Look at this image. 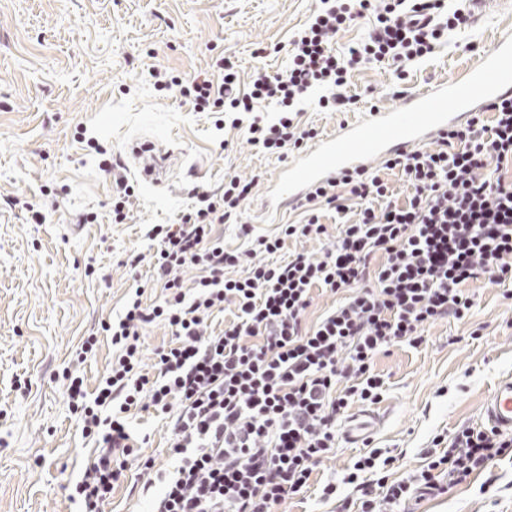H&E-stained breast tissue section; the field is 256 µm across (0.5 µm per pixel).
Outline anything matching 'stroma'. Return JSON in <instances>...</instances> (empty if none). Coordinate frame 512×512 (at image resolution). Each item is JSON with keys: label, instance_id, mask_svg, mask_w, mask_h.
Listing matches in <instances>:
<instances>
[{"label": "stroma", "instance_id": "35a3bbf8", "mask_svg": "<svg viewBox=\"0 0 512 512\" xmlns=\"http://www.w3.org/2000/svg\"><path fill=\"white\" fill-rule=\"evenodd\" d=\"M315 0H0V512H76L73 485L91 457L56 375L76 369L95 389L112 358L109 340L78 361L85 336L120 313L137 284L149 281L156 245L153 224L177 223L194 194L222 195L228 176L252 182L243 215L255 234L272 235L298 221L294 209L267 214L260 202L284 160L258 152L243 130L218 112L157 91L153 72L189 81L227 57L248 90L256 66L287 64L274 52L305 27ZM512 32V4L492 23L449 34L424 60L407 64L394 82L386 66L351 72L349 90L394 108L402 93L451 79ZM269 48L255 59L256 48ZM98 142L120 171L101 166ZM152 141L173 149L164 185L141 177L132 147ZM134 186L124 223L112 221L115 178ZM40 211L44 223L31 218ZM142 255L130 267L129 255ZM503 289H479L468 322H438L428 343L400 344L375 369L387 391L380 404L352 415L381 420L372 445L397 461L396 480L423 464L421 449L462 424L481 426L482 404L495 382L512 374V301ZM140 459L171 470L169 423L134 409L127 416ZM348 420L318 481L340 480L364 453L349 442ZM405 512H512V459L445 494L406 504Z\"/></svg>", "mask_w": 512, "mask_h": 512}]
</instances>
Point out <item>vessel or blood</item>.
<instances>
[{
  "mask_svg": "<svg viewBox=\"0 0 512 512\" xmlns=\"http://www.w3.org/2000/svg\"><path fill=\"white\" fill-rule=\"evenodd\" d=\"M511 92L512 37L503 36L460 77L405 95L399 107L372 109L362 119L321 137L280 170L262 206L281 210L294 204L314 184L347 170L367 168L372 160L423 146L449 127L465 123L471 112ZM154 149V144L147 141L133 147L132 152L143 161L142 176L158 184L165 179V170L143 160ZM481 418L498 432L512 433L511 375L496 382Z\"/></svg>",
  "mask_w": 512,
  "mask_h": 512,
  "instance_id": "vessel-or-blood-1",
  "label": "vessel or blood"
}]
</instances>
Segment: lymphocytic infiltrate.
I'll return each mask as SVG.
<instances>
[{"instance_id":"obj_1","label":"lymphocytic infiltrate","mask_w":512,"mask_h":512,"mask_svg":"<svg viewBox=\"0 0 512 512\" xmlns=\"http://www.w3.org/2000/svg\"><path fill=\"white\" fill-rule=\"evenodd\" d=\"M468 0H317L311 22L289 40L287 68L255 70L240 93L234 63L216 62L221 82L197 76L189 84L156 80L157 90L188 98L205 112L224 108L230 125L265 154L300 150L319 132L300 126L299 106L317 98L323 109L347 112L359 99L348 79L359 67L385 63L403 79L405 66L434 53L449 31L471 22ZM365 39L337 52L340 30L366 15ZM271 101L274 119L257 116ZM406 185L398 200L390 176ZM251 183L228 177L219 199L199 195L176 224H155L152 280L161 301H144V286L130 294L120 316L103 323L114 355L94 391L68 375L66 393L93 457L69 496L80 512H105L112 489L133 455L126 413L148 402L170 416L173 472L157 474L140 463L139 490L149 512H278L309 489L336 445V422L351 405L377 404L385 379L375 360L390 348L424 343L426 327L468 320L474 291L512 282V95L473 113L465 127L385 159L375 171L352 170L313 186L301 199L305 219L282 225L275 236H253L245 251H229L213 234L241 216ZM336 215L335 229L322 224ZM335 232L316 258L262 261L286 240H318ZM198 275L191 287L183 269ZM345 298L316 323L305 315L314 289ZM234 306L233 320L214 331L212 317ZM157 322L174 339L156 354V375L144 373L140 337ZM422 449V468L385 482L375 472L383 455L374 448L348 467L344 484L357 512H394L412 496H438L512 456V437L488 427L464 426Z\"/></svg>"}]
</instances>
